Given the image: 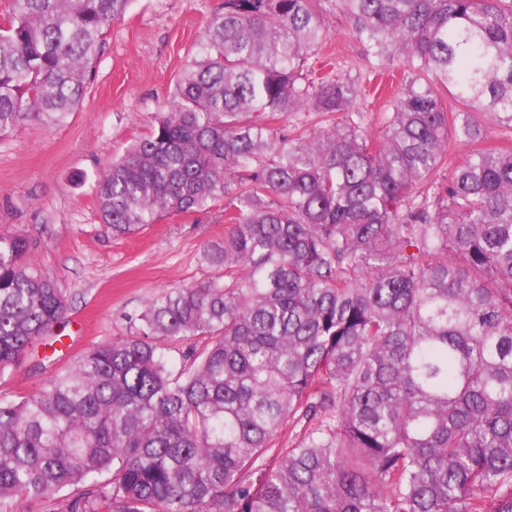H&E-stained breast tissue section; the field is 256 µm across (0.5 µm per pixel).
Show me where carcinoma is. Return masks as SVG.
<instances>
[{"label": "carcinoma", "mask_w": 512, "mask_h": 512, "mask_svg": "<svg viewBox=\"0 0 512 512\" xmlns=\"http://www.w3.org/2000/svg\"><path fill=\"white\" fill-rule=\"evenodd\" d=\"M329 3L401 72L374 138L325 73ZM131 0H7L0 136L61 123ZM299 112L343 123L288 130ZM512 0H224L169 109L96 185L115 238L224 205V276L0 396V512H512ZM0 235V378L67 301ZM189 345L175 370L165 354ZM304 424L277 447L283 426ZM474 147L468 144L456 142L451 138L448 139V160L443 168L439 171V176L443 179H450L456 166H458L470 154Z\"/></svg>", "instance_id": "obj_1"}]
</instances>
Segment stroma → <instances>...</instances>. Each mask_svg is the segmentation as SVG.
<instances>
[{
	"label": "stroma",
	"mask_w": 512,
	"mask_h": 512,
	"mask_svg": "<svg viewBox=\"0 0 512 512\" xmlns=\"http://www.w3.org/2000/svg\"><path fill=\"white\" fill-rule=\"evenodd\" d=\"M222 4L132 0L106 35L76 112L51 128L26 119L0 137V232L33 242L34 262L57 279L67 300L60 341H36L0 378V395L36 393L91 343L126 335L130 314L161 289L219 277L204 249L224 238L223 209L164 216L117 239L99 222L95 186L166 111L179 76L199 52L206 17ZM323 18L329 30L324 59L343 73L364 71V49L349 20L335 11Z\"/></svg>",
	"instance_id": "stroma-1"
}]
</instances>
